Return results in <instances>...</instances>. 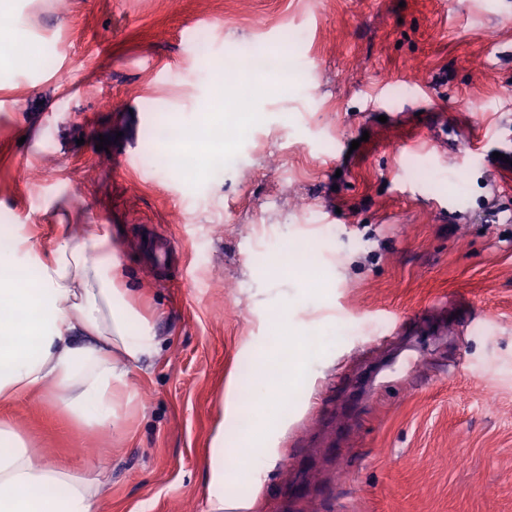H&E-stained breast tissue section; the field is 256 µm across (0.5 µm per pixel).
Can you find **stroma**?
Wrapping results in <instances>:
<instances>
[{
	"label": "stroma",
	"instance_id": "stroma-1",
	"mask_svg": "<svg viewBox=\"0 0 512 512\" xmlns=\"http://www.w3.org/2000/svg\"><path fill=\"white\" fill-rule=\"evenodd\" d=\"M12 14L41 62L0 59V226L38 252L108 236L161 347L112 426L47 391L1 404L39 461L101 475L97 512H207L214 429L235 433L228 406L284 312L305 370L249 512H512V0ZM218 60L230 87L255 64L290 79L247 95L239 137L189 173L150 162L152 132L203 122ZM154 231L178 247L161 280L140 257ZM290 245L326 288L274 275Z\"/></svg>",
	"mask_w": 512,
	"mask_h": 512
}]
</instances>
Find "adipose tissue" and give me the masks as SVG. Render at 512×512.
I'll list each match as a JSON object with an SVG mask.
<instances>
[{"mask_svg":"<svg viewBox=\"0 0 512 512\" xmlns=\"http://www.w3.org/2000/svg\"><path fill=\"white\" fill-rule=\"evenodd\" d=\"M25 245L17 236L0 245V269L13 273L0 279V402L48 389L81 424H112L129 365L159 352L148 322L127 301L123 266L103 237L62 236L43 253ZM303 358L280 314L270 350L255 359L267 402L238 408L236 455H228L223 429L212 437L209 512H248L241 489L265 455L264 439L283 421L279 396L298 385ZM100 484L38 461L30 441L0 422V512H96Z\"/></svg>","mask_w":512,"mask_h":512,"instance_id":"adipose-tissue-1","label":"adipose tissue"}]
</instances>
